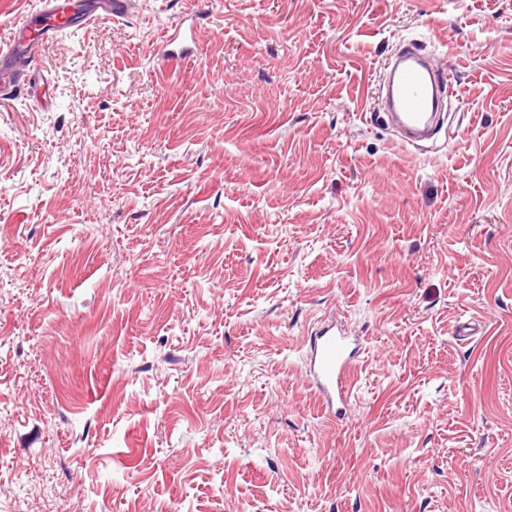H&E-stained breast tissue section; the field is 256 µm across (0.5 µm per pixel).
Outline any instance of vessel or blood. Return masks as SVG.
I'll use <instances>...</instances> for the list:
<instances>
[{"label": "vessel or blood", "instance_id": "obj_1", "mask_svg": "<svg viewBox=\"0 0 512 512\" xmlns=\"http://www.w3.org/2000/svg\"><path fill=\"white\" fill-rule=\"evenodd\" d=\"M133 6L134 0H42L22 16L0 47V93L36 98V61L47 43L73 28L127 16ZM446 83V72L436 69L416 42H405L387 75L391 118L404 132L403 144L413 147L431 136ZM358 351L356 339L332 324L310 339L306 375L329 416L343 414Z\"/></svg>", "mask_w": 512, "mask_h": 512}]
</instances>
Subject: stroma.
Returning a JSON list of instances; mask_svg holds the SVG:
<instances>
[{"label": "stroma", "instance_id": "stroma-1", "mask_svg": "<svg viewBox=\"0 0 512 512\" xmlns=\"http://www.w3.org/2000/svg\"><path fill=\"white\" fill-rule=\"evenodd\" d=\"M406 39L435 149L382 118ZM37 67L44 109L0 97V512H512V0H136ZM359 344L336 324L315 332L310 339L306 375L326 414L342 416L352 393L351 375Z\"/></svg>", "mask_w": 512, "mask_h": 512}]
</instances>
